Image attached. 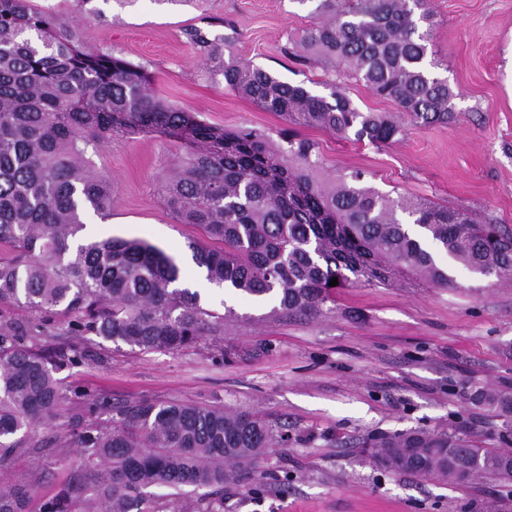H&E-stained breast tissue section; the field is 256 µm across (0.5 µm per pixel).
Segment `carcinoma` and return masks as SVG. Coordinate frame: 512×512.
Segmentation results:
<instances>
[{"label":"carcinoma","instance_id":"cac0c4a2","mask_svg":"<svg viewBox=\"0 0 512 512\" xmlns=\"http://www.w3.org/2000/svg\"><path fill=\"white\" fill-rule=\"evenodd\" d=\"M316 22L301 49L351 72L373 95L413 121L446 124L455 93L429 71L427 0H314ZM224 85L265 112L302 127L394 141L400 125L363 112L329 83L327 95L283 81L234 56L228 38L195 35ZM157 132L183 140L186 153L157 177L165 205L207 242L192 243L206 279L251 296L271 294L288 317L323 313L351 284L412 280L454 284L438 254L483 277L512 278V232L418 197L392 198L361 185L364 172L318 176L315 144L279 140L256 129L225 131L157 96L144 67L86 44L58 15L31 0H0V471L20 452L41 447L66 404L82 407L57 436L81 462L37 512H151L144 490L162 485H224L275 437L260 417L180 402H140L112 412L110 400L69 392L56 377L81 364L85 348L54 351L41 337L95 336L143 352L179 351L221 336L224 317L177 286L174 257L141 241H81L86 216L112 212V179L87 151L114 134ZM338 278V284L330 280ZM28 316L18 318L13 307ZM476 405L512 409L488 390ZM387 468L450 483L478 474L512 481V453L480 448L458 434L414 430L363 442ZM36 484L0 485V512H31Z\"/></svg>","mask_w":512,"mask_h":512}]
</instances>
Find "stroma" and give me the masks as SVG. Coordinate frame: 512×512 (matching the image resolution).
Returning a JSON list of instances; mask_svg holds the SVG:
<instances>
[{
	"mask_svg": "<svg viewBox=\"0 0 512 512\" xmlns=\"http://www.w3.org/2000/svg\"><path fill=\"white\" fill-rule=\"evenodd\" d=\"M78 23L88 45L144 66L153 91L227 130L278 136L285 122L224 85L188 34L226 37L242 61L324 93L335 81L362 111L400 121L404 133L376 147L303 127L323 176L355 170L391 196L425 197L512 231V0H429L434 26L427 61L455 97L445 125L412 122L360 82L336 78L324 61L299 57L296 42L313 18L298 0H32ZM182 151L154 134L117 135L91 149L111 176L110 217L92 218L94 239H140L174 256L184 277L198 268L189 241L201 230L181 223L157 193L155 178ZM449 288L403 280L340 289L321 315L289 319L272 304L209 289L202 303L233 309L221 347L143 353L88 344L83 365L64 384L108 395L113 406L181 400L264 419L283 443L238 480L184 488L213 512H512V486L488 475L463 484L395 472L377 464L362 439L423 429L456 433L512 451V413L475 407L467 396L491 389L512 397V280L494 282L463 268ZM42 430L39 453H20L5 478L42 474L52 494L75 459Z\"/></svg>",
	"mask_w": 512,
	"mask_h": 512,
	"instance_id": "obj_1",
	"label": "stroma"
}]
</instances>
